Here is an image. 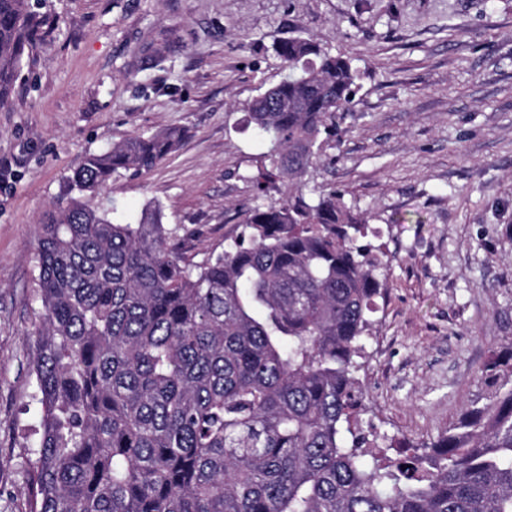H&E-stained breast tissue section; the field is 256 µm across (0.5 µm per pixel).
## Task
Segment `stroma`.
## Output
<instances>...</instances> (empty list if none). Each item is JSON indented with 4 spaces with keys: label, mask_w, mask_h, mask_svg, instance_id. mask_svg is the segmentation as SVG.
<instances>
[{
    "label": "stroma",
    "mask_w": 512,
    "mask_h": 512,
    "mask_svg": "<svg viewBox=\"0 0 512 512\" xmlns=\"http://www.w3.org/2000/svg\"><path fill=\"white\" fill-rule=\"evenodd\" d=\"M43 24L0 107V512H29L41 408L37 224L85 156L179 127L154 170L91 198L115 220L160 205L188 254L224 247L271 169L249 122L310 34L352 60L307 192L336 191L387 260L358 377L380 454L421 447L482 404L478 368L512 336V0H36Z\"/></svg>",
    "instance_id": "stroma-1"
}]
</instances>
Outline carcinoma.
<instances>
[{
    "label": "carcinoma",
    "instance_id": "obj_1",
    "mask_svg": "<svg viewBox=\"0 0 512 512\" xmlns=\"http://www.w3.org/2000/svg\"><path fill=\"white\" fill-rule=\"evenodd\" d=\"M41 25L0 0V105ZM275 52L288 77L249 119L293 191L244 211L222 251L186 258L158 205L131 224L86 200L153 170L180 128L88 154L43 214L30 512H512V336L478 370L487 402L437 441L366 447L356 372L387 264L336 192H303L358 71L312 36Z\"/></svg>",
    "mask_w": 512,
    "mask_h": 512
}]
</instances>
